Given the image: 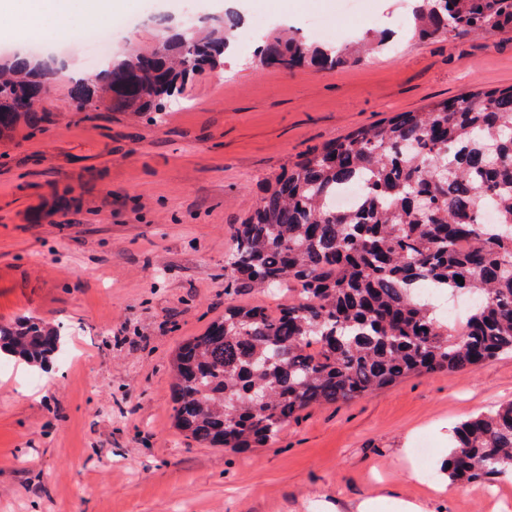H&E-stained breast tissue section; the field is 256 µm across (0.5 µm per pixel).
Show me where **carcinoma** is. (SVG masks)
Masks as SVG:
<instances>
[{
    "label": "carcinoma",
    "mask_w": 512,
    "mask_h": 512,
    "mask_svg": "<svg viewBox=\"0 0 512 512\" xmlns=\"http://www.w3.org/2000/svg\"><path fill=\"white\" fill-rule=\"evenodd\" d=\"M410 9L420 38L512 28V0H410ZM238 23L227 11L110 60L92 78H71L70 97L78 104L94 87L113 112H162L191 74L224 66V31ZM385 49L382 38L318 47L274 37L258 53L264 66L333 70ZM54 79L32 55L0 61V135L40 127ZM355 183L365 187L357 206L336 209V194ZM232 239L228 287L286 286L290 297L274 311L231 307L178 348L173 425L200 443L246 452L312 406L512 352V87L398 112L309 149L263 186ZM423 281L472 296L463 326L419 296ZM61 345L60 329L42 321L0 323V359L42 366ZM454 438L449 478L512 471V403L463 422Z\"/></svg>",
    "instance_id": "obj_1"
}]
</instances>
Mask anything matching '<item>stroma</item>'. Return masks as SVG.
<instances>
[{"label": "stroma", "mask_w": 512, "mask_h": 512, "mask_svg": "<svg viewBox=\"0 0 512 512\" xmlns=\"http://www.w3.org/2000/svg\"><path fill=\"white\" fill-rule=\"evenodd\" d=\"M228 10L241 23L223 69L190 75L166 112L78 110L62 76L42 127L0 139V323L71 328L51 370L0 363V512H392V496L512 512V473L462 483L442 467L454 426L512 401L511 354L311 407L245 453L174 428L179 345L225 308L288 301L225 288L230 227L262 185L359 127L512 87V29L421 39L408 0H124L131 26L107 55L89 54L79 8L54 49L89 75L161 39L154 16ZM285 26L314 46L386 29L394 47L331 71L260 66V36ZM422 442L429 474L413 478Z\"/></svg>", "instance_id": "35a3bbf8"}]
</instances>
